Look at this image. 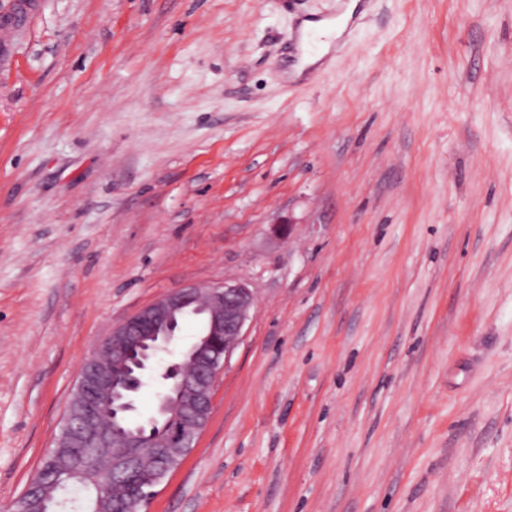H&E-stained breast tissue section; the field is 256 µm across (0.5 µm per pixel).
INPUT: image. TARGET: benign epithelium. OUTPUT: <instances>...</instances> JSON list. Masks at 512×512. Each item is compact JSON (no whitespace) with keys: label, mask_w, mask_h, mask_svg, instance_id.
<instances>
[{"label":"benign epithelium","mask_w":512,"mask_h":512,"mask_svg":"<svg viewBox=\"0 0 512 512\" xmlns=\"http://www.w3.org/2000/svg\"><path fill=\"white\" fill-rule=\"evenodd\" d=\"M37 8L38 0H0V30L16 40ZM253 305L254 294L242 282L188 285L112 327L81 364L54 441L56 448L71 449V456L60 455L58 468L28 486L7 512H50L64 479L90 490L99 507L110 499L112 486L121 488L132 506H145L195 448L212 413L217 379L244 335ZM189 317L197 319L199 329L178 358L169 346ZM161 361L163 377L177 381L175 395L156 403L147 422L132 429L126 418L135 406L121 401L119 389L142 390ZM96 445L112 448L110 486L74 463L76 451Z\"/></svg>","instance_id":"1"}]
</instances>
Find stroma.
Instances as JSON below:
<instances>
[{
  "mask_svg": "<svg viewBox=\"0 0 512 512\" xmlns=\"http://www.w3.org/2000/svg\"><path fill=\"white\" fill-rule=\"evenodd\" d=\"M40 0L0 63V506L189 284L245 334L146 512H512V0ZM356 7V2L352 1L350 4L347 5L346 11L341 16L339 21L336 23V25L333 27L326 23L325 21H305L302 24L301 27V33L303 40H307L309 36H325L329 40L321 42L319 44V49L316 52L314 56H306L304 57L299 66L295 67L294 74L299 75L302 71V68L305 65L312 64L319 60L324 54L328 52V50L331 47V38L338 39L341 34L343 33L345 26L347 24V21L350 19L354 9Z\"/></svg>",
  "mask_w": 512,
  "mask_h": 512,
  "instance_id": "1",
  "label": "stroma"
}]
</instances>
